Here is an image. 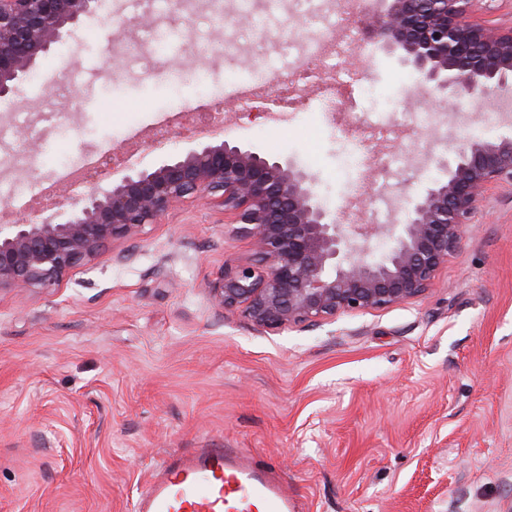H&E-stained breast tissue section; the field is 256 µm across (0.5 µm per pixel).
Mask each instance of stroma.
I'll list each match as a JSON object with an SVG mask.
<instances>
[{"label":"stroma","instance_id":"1","mask_svg":"<svg viewBox=\"0 0 512 512\" xmlns=\"http://www.w3.org/2000/svg\"><path fill=\"white\" fill-rule=\"evenodd\" d=\"M237 3L190 0L149 27L134 2L84 18L0 111V152L19 159L0 171V225L55 213L69 188H40L77 155L108 159L106 188L202 131L305 169L344 223L403 224L460 145L512 139L497 99L415 93L380 51L357 68L367 125L352 134L322 121L319 62L287 123L270 103L243 110L235 72L275 71L319 29L346 68L364 33L341 5ZM375 144L404 165H355ZM252 258L223 207L190 200L55 285L0 290V512H130L163 458L222 447L280 470L309 512H512V185L479 201L410 303L261 330L210 291Z\"/></svg>","mask_w":512,"mask_h":512}]
</instances>
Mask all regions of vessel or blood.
<instances>
[{"instance_id":"obj_1","label":"vessel or blood","mask_w":512,"mask_h":512,"mask_svg":"<svg viewBox=\"0 0 512 512\" xmlns=\"http://www.w3.org/2000/svg\"><path fill=\"white\" fill-rule=\"evenodd\" d=\"M135 512H298V503L248 451L196 448L150 472Z\"/></svg>"}]
</instances>
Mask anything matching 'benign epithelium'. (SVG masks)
Returning a JSON list of instances; mask_svg holds the SVG:
<instances>
[{
    "mask_svg": "<svg viewBox=\"0 0 512 512\" xmlns=\"http://www.w3.org/2000/svg\"><path fill=\"white\" fill-rule=\"evenodd\" d=\"M491 0H385L354 21L370 45L399 54L417 85L453 102L460 91L512 96V26L474 17ZM98 0H0V98L37 70L38 60L94 14ZM512 182V139L467 142L448 178L414 200L402 233L378 261V230L342 224L321 202L314 179L290 162L213 137L151 169L131 167L112 187H89L64 203V218L30 216L0 226V287H50L108 244L155 224L178 204L210 198L255 259L226 267L210 285L224 310L275 330L410 303L434 284L461 243L464 224L495 184Z\"/></svg>",
    "mask_w": 512,
    "mask_h": 512,
    "instance_id": "obj_1",
    "label": "benign epithelium"
}]
</instances>
